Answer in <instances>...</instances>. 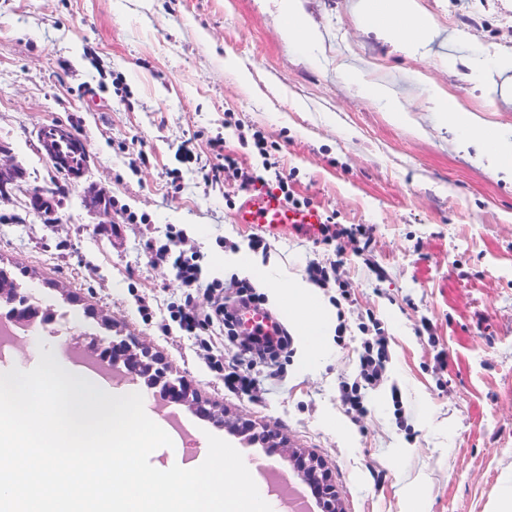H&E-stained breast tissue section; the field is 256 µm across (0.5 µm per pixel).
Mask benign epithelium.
<instances>
[{
  "label": "benign epithelium",
  "mask_w": 512,
  "mask_h": 512,
  "mask_svg": "<svg viewBox=\"0 0 512 512\" xmlns=\"http://www.w3.org/2000/svg\"><path fill=\"white\" fill-rule=\"evenodd\" d=\"M74 137L72 128L63 124H54L42 129L39 133V144L50 158L55 168L62 173L73 174L79 167L70 160L57 154L53 150L54 141L58 139H71ZM112 349V362L123 359L128 373L134 377L162 378L165 368L161 360L149 354L146 348L140 347L134 336H127L108 344ZM169 400L175 403H186L192 393L191 382L178 377L165 383ZM224 426L233 433L242 437L247 443H260L285 458L292 467L296 476L311 489L317 499L321 512H342L340 496L323 462L312 454L294 449L282 433L269 426L256 430L255 424L242 418H224Z\"/></svg>",
  "instance_id": "benign-epithelium-1"
}]
</instances>
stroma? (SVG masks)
Masks as SVG:
<instances>
[{"label": "stroma", "instance_id": "obj_1", "mask_svg": "<svg viewBox=\"0 0 512 512\" xmlns=\"http://www.w3.org/2000/svg\"><path fill=\"white\" fill-rule=\"evenodd\" d=\"M418 2L437 36L407 55L365 26L359 0H301L305 49L286 40L278 0H0V165L22 173L0 195V268L59 313L41 342L139 337L211 409L181 406L194 432L285 470L222 419L277 427L323 462L344 512H491L512 470V184L461 148L430 96L439 87L512 137V70L493 67L512 54V0ZM369 84L388 88L408 122H391ZM57 122L88 147L78 178L40 148ZM255 134L276 146L295 199L363 236L327 244L237 224L257 165L243 139ZM215 137L238 165L212 185L198 168L213 163ZM186 141L197 162H184ZM36 187L56 189L51 212L33 206ZM131 212L146 223H129ZM103 224L121 225L120 237ZM168 224L228 290L240 275L226 258L259 235L271 267L261 297L335 265L320 299L340 338L305 367L306 341L291 336L252 392L225 391L190 337L161 335L140 313L141 299L162 309L178 291L144 248ZM372 318L390 359L357 413L340 387L359 374Z\"/></svg>", "mask_w": 512, "mask_h": 512}]
</instances>
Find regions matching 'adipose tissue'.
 Masks as SVG:
<instances>
[{
  "label": "adipose tissue",
  "instance_id": "1",
  "mask_svg": "<svg viewBox=\"0 0 512 512\" xmlns=\"http://www.w3.org/2000/svg\"><path fill=\"white\" fill-rule=\"evenodd\" d=\"M364 23L380 35L394 40L398 48L412 54L433 39L431 24L418 10L417 0H361ZM435 110L442 124L469 133L467 143L484 156L502 179L512 183V139L487 125L473 121L468 113L441 93H434ZM276 305L294 332L307 340L304 364H312L333 334L331 314L318 301L317 286L303 278H288Z\"/></svg>",
  "mask_w": 512,
  "mask_h": 512
}]
</instances>
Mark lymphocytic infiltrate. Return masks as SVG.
<instances>
[{
  "mask_svg": "<svg viewBox=\"0 0 512 512\" xmlns=\"http://www.w3.org/2000/svg\"><path fill=\"white\" fill-rule=\"evenodd\" d=\"M185 241V231L169 224L151 245L154 262L170 264L180 288L178 300L168 303V315L160 319L158 328L167 333L172 326H179L186 335L193 337L197 358L215 374L225 390L249 393L255 385L253 375L224 363V339L235 334L230 309L224 301V282L218 278L203 281L201 254L196 250H184ZM387 358L385 336L374 333L364 337L359 355L360 378L341 386L350 409H363L362 389L380 380Z\"/></svg>",
  "mask_w": 512,
  "mask_h": 512,
  "instance_id": "lymphocytic-infiltrate-1",
  "label": "lymphocytic infiltrate"
}]
</instances>
